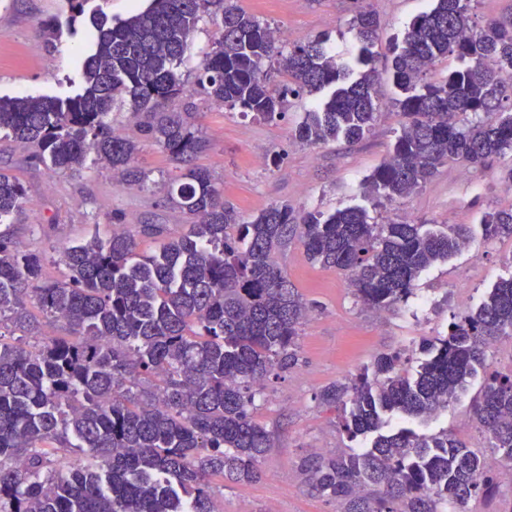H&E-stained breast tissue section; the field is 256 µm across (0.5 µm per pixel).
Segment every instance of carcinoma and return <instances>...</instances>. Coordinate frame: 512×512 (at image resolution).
Segmentation results:
<instances>
[{"label":"carcinoma","mask_w":512,"mask_h":512,"mask_svg":"<svg viewBox=\"0 0 512 512\" xmlns=\"http://www.w3.org/2000/svg\"><path fill=\"white\" fill-rule=\"evenodd\" d=\"M471 2L434 0L393 44L386 69L406 121L366 179L368 195L393 202L449 160L477 167L512 153V28L477 24ZM205 16L218 29L197 77L210 100L272 121L288 97L328 88L292 133L305 145L359 140L383 106L372 57L355 75L323 37L282 43L234 0H148L99 28L82 92L0 97V132L53 171L79 172L92 155L142 187L146 172L130 169L139 142L109 121L130 102L144 117V139L177 164L167 202L190 221L178 236L142 225L157 242L143 251L124 216L114 215L111 235L65 248L60 281L44 277L42 254L0 233V512H219L213 478L244 484L260 476L272 442L253 418L255 399L297 365L298 330L310 311L273 255L297 236L310 263L347 272L360 301L389 311L407 301L424 270L469 243L458 224H371L359 207L299 216L275 204L241 221L212 172L194 163L208 148L203 132L165 111L186 92L178 68ZM351 26L368 50L376 14L363 9ZM450 56L461 67L427 80ZM271 64L285 81L273 83ZM25 200L23 183L0 171V223ZM480 224L486 241L512 238V206L483 212ZM29 302L72 335L23 347L15 331L31 330ZM502 336L512 338V277L427 343L416 374L400 371L399 354L383 353L350 382L324 389L319 399L341 410L347 436L373 440L359 452L302 460L311 490L341 512H470L471 501L493 499L497 472L512 467V371L487 374L473 407L490 433L485 451L446 431L385 428L393 414L424 420L448 409ZM65 448L88 461L66 468L56 457Z\"/></svg>","instance_id":"obj_1"}]
</instances>
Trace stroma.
<instances>
[{"label":"stroma","mask_w":512,"mask_h":512,"mask_svg":"<svg viewBox=\"0 0 512 512\" xmlns=\"http://www.w3.org/2000/svg\"><path fill=\"white\" fill-rule=\"evenodd\" d=\"M237 4L259 20L278 25L289 42L325 35L337 57L348 61L357 58L360 48L351 21L361 6H369L380 20L372 53L384 102L373 128L358 142L295 143L292 131L306 112L326 99V92L289 98L282 117L272 122L213 103L196 84L215 37L213 23L202 20L180 68L187 91L169 109L188 113L190 122L203 130L209 146L196 163L223 182L224 201L242 220H251L276 203L290 204L301 213L359 207L374 224H460L472 238L469 248L422 272L408 300L389 312L361 305L345 273L311 265L299 240H291L274 256L313 309L299 328L298 365L271 382L253 407L255 420L273 441L261 462L260 479L250 484L215 480V495L221 512H337L335 503L310 491L298 466L314 453L362 448L369 440L349 439L339 412L323 404L319 394L352 378L381 353H400L403 370L416 372L426 357L427 340L444 335L453 315L477 308L499 279L512 276V239L484 242L479 223L482 212L512 205V183L505 178L512 154L492 159L483 168L460 161L444 163L411 197L378 202L365 194L363 183L390 151L404 121L391 104L395 89L384 63L395 34L429 10L433 0ZM144 5L145 0H86L83 15L74 18L67 0H0V96L75 94L84 85L82 63L93 49L98 24L128 17ZM52 17L63 20L64 26L61 40L49 47L41 25ZM137 166L150 174L147 188L120 184L111 169L92 160L81 172L57 173L0 133V170L27 188L22 210L11 219L18 248L43 252L48 276L60 280L66 274L60 248L95 232L108 235L113 214L125 215L129 231L145 251L153 242L142 235L141 223L162 224L170 234H181L185 218L165 201L167 183L176 173L174 164L161 148L141 142ZM483 386V375H476L448 410L424 421L395 417L390 425L421 434L445 430L469 447L487 448V434L471 418V404Z\"/></svg>","instance_id":"1"}]
</instances>
